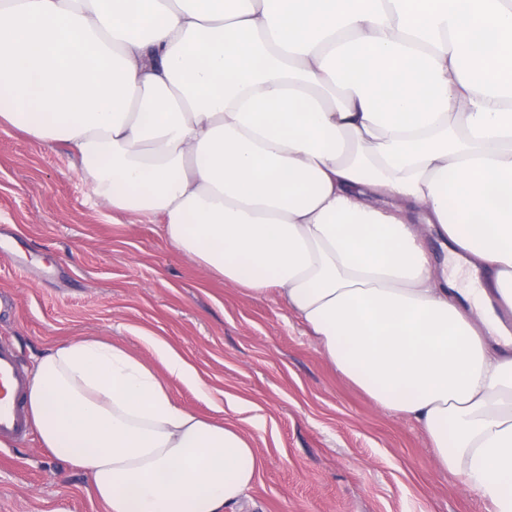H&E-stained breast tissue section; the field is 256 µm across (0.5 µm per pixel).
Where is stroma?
Instances as JSON below:
<instances>
[{
    "instance_id": "35a3bbf8",
    "label": "stroma",
    "mask_w": 512,
    "mask_h": 512,
    "mask_svg": "<svg viewBox=\"0 0 512 512\" xmlns=\"http://www.w3.org/2000/svg\"><path fill=\"white\" fill-rule=\"evenodd\" d=\"M65 147L0 128V343L26 371L55 345L123 346L203 414L225 395L263 458L242 512H493L441 470L416 423L317 351L278 296H253L177 252L158 225L96 201ZM166 340L202 387L169 375ZM0 512H104L87 474L31 435L0 448Z\"/></svg>"
}]
</instances>
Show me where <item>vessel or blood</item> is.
I'll list each match as a JSON object with an SVG mask.
<instances>
[{"instance_id":"1","label":"vessel or blood","mask_w":512,"mask_h":512,"mask_svg":"<svg viewBox=\"0 0 512 512\" xmlns=\"http://www.w3.org/2000/svg\"><path fill=\"white\" fill-rule=\"evenodd\" d=\"M28 387V376L14 349L0 344V440L21 441L30 429L23 397Z\"/></svg>"}]
</instances>
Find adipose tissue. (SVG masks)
I'll use <instances>...</instances> for the list:
<instances>
[{"mask_svg": "<svg viewBox=\"0 0 512 512\" xmlns=\"http://www.w3.org/2000/svg\"><path fill=\"white\" fill-rule=\"evenodd\" d=\"M1 126L276 293L440 469L512 512V0H0ZM26 407L105 512H236L263 466L100 339L44 355Z\"/></svg>", "mask_w": 512, "mask_h": 512, "instance_id": "obj_1", "label": "adipose tissue"}]
</instances>
